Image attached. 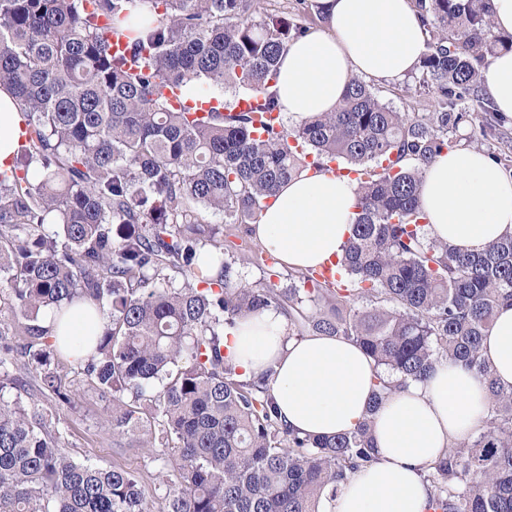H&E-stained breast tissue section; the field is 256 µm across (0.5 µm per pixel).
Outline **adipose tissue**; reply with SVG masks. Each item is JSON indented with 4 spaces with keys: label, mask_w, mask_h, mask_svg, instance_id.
<instances>
[{
    "label": "adipose tissue",
    "mask_w": 512,
    "mask_h": 512,
    "mask_svg": "<svg viewBox=\"0 0 512 512\" xmlns=\"http://www.w3.org/2000/svg\"><path fill=\"white\" fill-rule=\"evenodd\" d=\"M325 27L291 41L273 86L295 121L335 111L353 74L397 81L415 70L424 35L410 0H319ZM482 86L498 113L512 116V51L489 58ZM358 185L305 171L282 184L253 234L289 268L305 270L341 255L353 232ZM419 204L430 237L478 252L512 235V173L474 149L456 148L427 165ZM224 346L245 378L268 377L283 425L302 435H333L362 421L376 368L353 342L288 335L270 308L239 318ZM481 355L500 386L512 387V305L499 306ZM489 410L484 380L444 361L422 383L399 389L373 417L375 462L343 484L324 512H429L425 473L453 444L481 431Z\"/></svg>",
    "instance_id": "adipose-tissue-1"
}]
</instances>
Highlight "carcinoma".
<instances>
[{"label":"carcinoma","instance_id":"1","mask_svg":"<svg viewBox=\"0 0 512 512\" xmlns=\"http://www.w3.org/2000/svg\"><path fill=\"white\" fill-rule=\"evenodd\" d=\"M254 0H0V87L23 127L0 169V512H319L376 459L371 415L394 391L451 360L487 382L483 430L427 470L432 512H512V390L480 346L512 302V236L460 253L426 230L425 167L456 146L465 103L486 99L481 69L512 50L490 0H415L426 34L419 88L431 112L410 115L353 77L333 112L285 127L271 82L299 14L254 16ZM128 40L115 53L99 24ZM247 90L236 109L213 89ZM177 90L205 117L176 109ZM338 161L358 174L353 235L336 271L299 288L242 281L220 229L253 224L265 199ZM331 313L308 314L303 296ZM367 301L361 308L359 301ZM103 317L75 343L43 325L79 305ZM269 307L305 333L356 342L380 369L368 417L352 433L284 427L266 377L243 379L224 329ZM82 390L66 389L71 371ZM31 376L37 392L5 397ZM112 404V440L163 462L164 496L120 463L75 460L59 429L80 394Z\"/></svg>","mask_w":512,"mask_h":512}]
</instances>
